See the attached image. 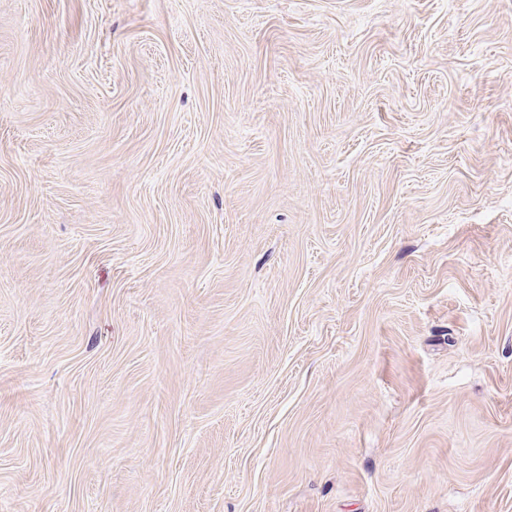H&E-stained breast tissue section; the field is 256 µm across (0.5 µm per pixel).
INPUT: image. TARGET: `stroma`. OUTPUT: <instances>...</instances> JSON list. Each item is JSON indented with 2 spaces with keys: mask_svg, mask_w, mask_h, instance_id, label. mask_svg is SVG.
Masks as SVG:
<instances>
[{
  "mask_svg": "<svg viewBox=\"0 0 512 512\" xmlns=\"http://www.w3.org/2000/svg\"><path fill=\"white\" fill-rule=\"evenodd\" d=\"M0 512H512V0H0Z\"/></svg>",
  "mask_w": 512,
  "mask_h": 512,
  "instance_id": "1",
  "label": "stroma"
}]
</instances>
